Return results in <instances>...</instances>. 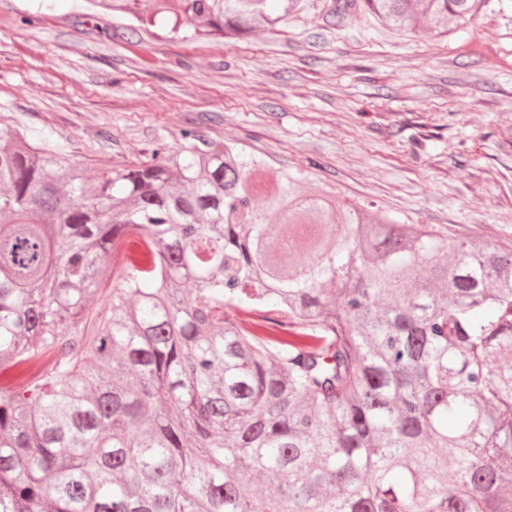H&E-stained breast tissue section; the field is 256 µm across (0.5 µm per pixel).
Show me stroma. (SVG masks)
<instances>
[{"instance_id": "1", "label": "stroma", "mask_w": 512, "mask_h": 512, "mask_svg": "<svg viewBox=\"0 0 512 512\" xmlns=\"http://www.w3.org/2000/svg\"><path fill=\"white\" fill-rule=\"evenodd\" d=\"M332 4L243 40L131 41L91 0H0V126L104 166L193 127L343 202L512 236V0L445 37L339 23Z\"/></svg>"}]
</instances>
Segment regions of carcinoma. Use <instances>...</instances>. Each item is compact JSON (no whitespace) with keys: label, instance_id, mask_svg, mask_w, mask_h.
Returning a JSON list of instances; mask_svg holds the SVG:
<instances>
[{"label":"carcinoma","instance_id":"cac0c4a2","mask_svg":"<svg viewBox=\"0 0 512 512\" xmlns=\"http://www.w3.org/2000/svg\"><path fill=\"white\" fill-rule=\"evenodd\" d=\"M238 39L305 0H100ZM441 36L471 0H336ZM182 131L65 164L0 127V512H512V239L404 224ZM124 241L104 316L102 258ZM457 461L448 469V457ZM262 473L267 486L254 477Z\"/></svg>","mask_w":512,"mask_h":512}]
</instances>
